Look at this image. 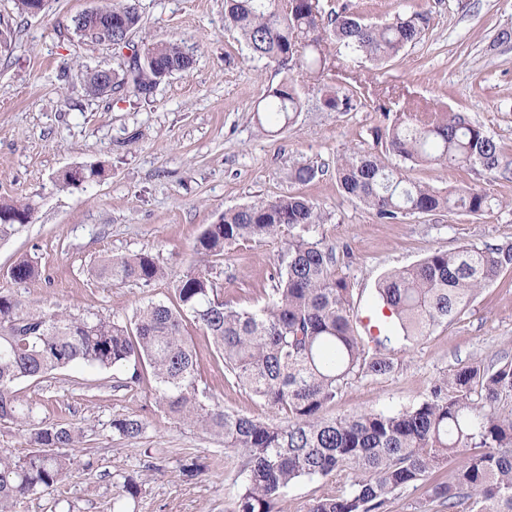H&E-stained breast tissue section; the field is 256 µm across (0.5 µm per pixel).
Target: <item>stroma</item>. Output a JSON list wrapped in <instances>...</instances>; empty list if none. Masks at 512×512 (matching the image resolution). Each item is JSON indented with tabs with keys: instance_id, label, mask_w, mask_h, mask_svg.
Wrapping results in <instances>:
<instances>
[{
	"instance_id": "35a3bbf8",
	"label": "stroma",
	"mask_w": 512,
	"mask_h": 512,
	"mask_svg": "<svg viewBox=\"0 0 512 512\" xmlns=\"http://www.w3.org/2000/svg\"><path fill=\"white\" fill-rule=\"evenodd\" d=\"M325 11L348 5L371 23L402 10H424L431 24L423 39L381 67L339 54L337 71L369 88L368 106L330 112L319 86L302 89V112L288 130L270 135L255 110L281 75L252 58L238 34L224 25V0H138L139 29L132 42H181L193 55L185 72L162 82L149 99L118 88L90 96L81 69L118 70L127 52L84 40L75 29L80 14L105 0H49L37 16L19 15L14 0H0V200L32 203L30 223L0 232V293L31 310H63L88 318L126 320L148 302L170 303V280L150 285H112L91 269L110 255L149 253L172 277L195 269L197 236L224 210L260 199L302 194L328 218L315 236L336 247V274L352 290L361 335L376 332V288L388 272L410 267L434 251L464 245L512 243V179H492L468 169L409 166L406 174L437 188H486L496 204L481 216L451 211L411 214L380 222L371 210L336 185V160L373 143L376 127L407 103L460 112L483 125L512 154V0H320ZM319 175L294 181L295 168ZM101 166L104 177L66 186L68 167ZM282 243L277 238L242 242L212 258L213 277L225 301L249 308L270 288ZM31 261L37 277L15 281L10 270ZM201 350L199 371L207 392L226 408L267 417L245 392L224 387V365L206 351L202 330L187 324ZM392 373L353 382L328 414L373 410L392 413L420 402L443 374L512 354V272H504L451 322L411 345L393 340ZM38 418L83 430L72 475L28 497L18 512H112L113 482L133 475L142 491L126 512H231L236 470L224 456L223 437L165 415L152 378L118 386L113 371L76 364L41 380L17 383ZM143 419L134 442L113 433L111 422ZM188 456L208 468L183 479Z\"/></svg>"
}]
</instances>
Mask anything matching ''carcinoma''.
<instances>
[{
  "label": "carcinoma",
  "instance_id": "1",
  "mask_svg": "<svg viewBox=\"0 0 512 512\" xmlns=\"http://www.w3.org/2000/svg\"><path fill=\"white\" fill-rule=\"evenodd\" d=\"M124 20L139 29L135 0L106 6L76 20L84 39L101 20ZM425 11L397 13L372 24L346 10L327 13L320 0H224V23L237 31L252 57L287 73L268 90L261 129L277 133L302 110V94L290 76L298 71L316 82L329 71L327 39L339 51L385 65L419 42L430 26ZM149 61L116 79L136 97L153 94L165 75L191 68L193 56L179 44L159 40L144 48ZM87 94L105 93L100 71L80 73ZM358 85L328 86L322 99L330 112L363 105ZM471 168L486 175L512 174V158L482 125L458 112L415 106L385 129L373 146L356 148L336 160L341 192L370 209L384 223L407 214L438 215L452 209L481 216L491 196L476 187L454 193L416 181L400 163ZM29 204L0 202V227L31 221ZM323 207L302 195L261 199L224 211L198 236L195 251L219 257L241 241L282 238L272 288L263 304L237 309L208 268L190 270L173 284L171 304L149 303L129 320L88 319L56 311L33 315L12 295L0 294V421L29 425L33 408L15 390L21 380H39L74 364L121 369L138 383L149 373L166 415L224 437L243 483L232 512H285L288 488L301 478L330 485L305 512H386L389 501L410 484L426 486V502L446 512L462 501L469 512H512V357L490 365L475 363L443 375L417 404L395 413L365 411L327 415L355 378L383 376L394 368L389 335L360 336L352 293L336 276L335 247L312 236L324 223ZM512 270V244L465 245L434 251L417 264L385 276L377 293L385 322L403 340L418 343L466 310L504 271ZM94 274L114 285H149L166 271L148 253L99 260ZM37 275L22 260L14 280ZM192 321L205 333L224 365V382L248 391L273 414L263 420L204 399L200 353L184 334ZM146 423L125 416L112 431L141 438ZM83 433L73 424L30 429L31 451L17 457L0 451V512L61 484L77 466L71 450ZM458 459L451 475L438 473ZM206 469L200 458L179 466L189 480ZM114 512L141 493L134 476L114 482Z\"/></svg>",
  "mask_w": 512,
  "mask_h": 512
}]
</instances>
